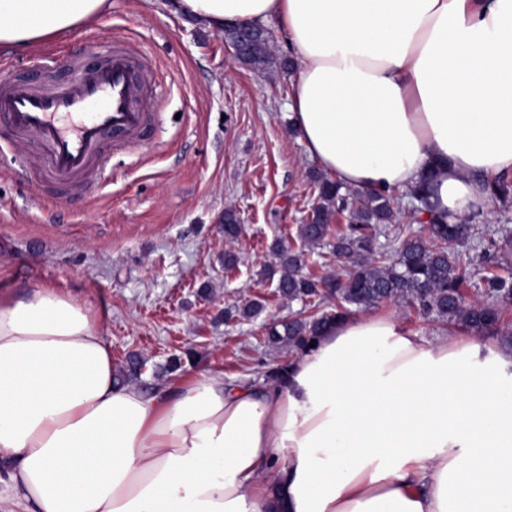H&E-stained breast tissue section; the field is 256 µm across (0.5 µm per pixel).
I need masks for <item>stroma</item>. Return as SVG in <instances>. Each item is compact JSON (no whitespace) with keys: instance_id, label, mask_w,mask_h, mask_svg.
<instances>
[{"instance_id":"obj_1","label":"stroma","mask_w":512,"mask_h":512,"mask_svg":"<svg viewBox=\"0 0 512 512\" xmlns=\"http://www.w3.org/2000/svg\"><path fill=\"white\" fill-rule=\"evenodd\" d=\"M95 22L25 50L0 48V75L41 81L65 77L73 52L96 54L118 39H132L156 67L153 96L162 103L148 143L113 154L97 173L95 195H45L26 170L30 147L0 145V294L49 285L93 306L115 365L130 355L145 359L142 386H151L167 359L192 350L185 374L201 368L225 378L264 377L288 360L269 346V325L317 309L335 298L288 301L265 278L272 246L283 241L303 253L305 273L341 270L332 253L349 222L335 214L326 241L304 243L298 228L316 200L311 160L289 111L293 68L252 70L239 63L221 31L175 14L170 0H109ZM395 218L380 226L375 247L400 244L394 228L424 232L407 194L394 195ZM234 208L242 231L224 236V212ZM473 230L459 244L475 277L476 294L487 271L512 276V249L488 263L490 241L512 230V207L492 203L468 219ZM238 263L225 269V252ZM264 309L237 317L248 301Z\"/></svg>"}]
</instances>
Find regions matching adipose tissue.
<instances>
[{
    "label": "adipose tissue",
    "instance_id": "1",
    "mask_svg": "<svg viewBox=\"0 0 512 512\" xmlns=\"http://www.w3.org/2000/svg\"><path fill=\"white\" fill-rule=\"evenodd\" d=\"M106 0H0L28 48ZM207 26L276 23L289 108L343 185L423 188L445 222L512 174V0H172ZM94 309L0 296V497L28 512H512V348L393 314L330 323L282 380H115Z\"/></svg>",
    "mask_w": 512,
    "mask_h": 512
}]
</instances>
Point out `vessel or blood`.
Masks as SVG:
<instances>
[{
    "instance_id": "1",
    "label": "vessel or blood",
    "mask_w": 512,
    "mask_h": 512,
    "mask_svg": "<svg viewBox=\"0 0 512 512\" xmlns=\"http://www.w3.org/2000/svg\"><path fill=\"white\" fill-rule=\"evenodd\" d=\"M154 65L142 47L119 40L94 60L73 54L61 80L0 79V132L31 142L33 170L62 194L94 193L92 174L109 153L144 144ZM97 112H88V105Z\"/></svg>"
}]
</instances>
